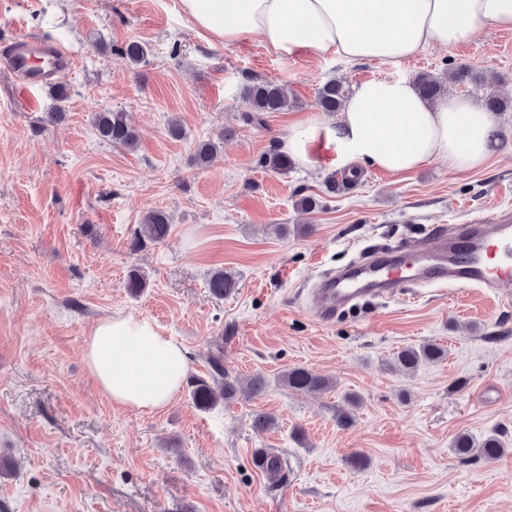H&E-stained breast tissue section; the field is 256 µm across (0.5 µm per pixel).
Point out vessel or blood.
<instances>
[{
  "instance_id": "vessel-or-blood-1",
  "label": "vessel or blood",
  "mask_w": 512,
  "mask_h": 512,
  "mask_svg": "<svg viewBox=\"0 0 512 512\" xmlns=\"http://www.w3.org/2000/svg\"><path fill=\"white\" fill-rule=\"evenodd\" d=\"M69 62L58 44L25 42L11 56L8 68L26 90L48 83ZM411 281L472 285L489 291L511 282L512 210L475 218L451 236L428 233L405 252L376 251L313 289L311 309L316 318L328 321L348 305L372 301Z\"/></svg>"
}]
</instances>
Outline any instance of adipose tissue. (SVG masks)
<instances>
[{
  "label": "adipose tissue",
  "mask_w": 512,
  "mask_h": 512,
  "mask_svg": "<svg viewBox=\"0 0 512 512\" xmlns=\"http://www.w3.org/2000/svg\"><path fill=\"white\" fill-rule=\"evenodd\" d=\"M199 34L233 46L260 37L275 53L401 65L434 46L469 41L481 27L512 30V0H182ZM497 116L473 98L430 103L412 81L382 78L358 84L330 122L289 129L283 152L307 155L325 142L346 164L402 175L432 160L450 170L484 167L498 143ZM84 359L115 405L153 412L179 393L185 351L151 319L117 314L92 330Z\"/></svg>",
  "instance_id": "ef3b65f1"
}]
</instances>
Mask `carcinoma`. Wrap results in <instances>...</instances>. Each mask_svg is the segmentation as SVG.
Segmentation results:
<instances>
[{
	"label": "carcinoma",
	"mask_w": 512,
	"mask_h": 512,
	"mask_svg": "<svg viewBox=\"0 0 512 512\" xmlns=\"http://www.w3.org/2000/svg\"><path fill=\"white\" fill-rule=\"evenodd\" d=\"M486 76L466 66H457L446 75L420 73L414 78V85L419 95L429 102H435L448 95L449 86L483 81ZM351 90L341 82L330 79L318 90L317 105L324 112H339L347 102ZM243 99L249 105L247 116L259 124L264 116L271 112H285L292 107L293 101L283 85L272 81H254L243 88ZM95 129L99 138L114 145L133 148L138 142V135L123 112H99L95 115ZM223 144V138L197 143L193 160L196 165H206L210 158ZM258 164L275 172L291 169L293 160L280 148L273 146L262 155ZM171 232L170 217L162 210L147 211L141 224L130 239L129 250L140 252L147 247L165 241ZM146 287L145 274L133 269L129 272L126 288L134 296ZM208 288L215 297L224 298L237 288V281L222 270L213 272L208 280ZM447 355L439 344L428 341L418 346H408L394 357V366L411 373L422 364L438 362ZM210 372L207 376H192L188 380L189 395L193 403L201 410L210 411L242 395L253 398L263 394L267 388L265 378L259 374L242 382L231 379L224 369L221 359L209 358ZM282 383L289 390L297 393H321L335 387V381L327 375L305 367H292L281 375ZM454 451L461 461H491L500 458L506 448L498 434H489L482 439L468 433H460L454 440Z\"/></svg>",
	"instance_id": "cac0c4a2"
}]
</instances>
